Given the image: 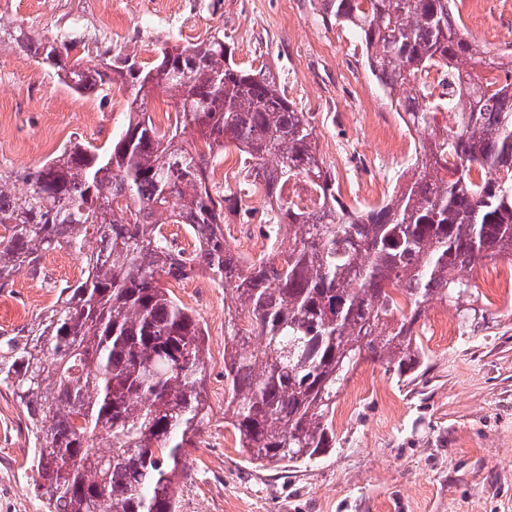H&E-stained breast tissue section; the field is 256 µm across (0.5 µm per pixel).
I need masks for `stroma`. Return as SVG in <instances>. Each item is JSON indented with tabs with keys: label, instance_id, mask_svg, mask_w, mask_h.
<instances>
[{
	"label": "stroma",
	"instance_id": "35a3bbf8",
	"mask_svg": "<svg viewBox=\"0 0 512 512\" xmlns=\"http://www.w3.org/2000/svg\"><path fill=\"white\" fill-rule=\"evenodd\" d=\"M462 29L488 50L512 40V0H456ZM0 12L40 37L69 32L77 52L104 66L105 49L145 66L173 39L196 42L214 29L234 62L266 68L299 111L343 202L377 205L414 153L388 97L364 67L348 28L322 21V0H0ZM128 94L117 82L77 94L20 51L0 52V171L42 165L64 146L109 145L123 129ZM68 249L0 288V329L28 324L74 280ZM512 259L476 267L486 324L457 328L454 306L431 303L419 322L423 374L403 383L361 361L336 398L334 448L315 462L269 469L248 462L224 427V297L207 277L170 282L204 325L209 415L176 478L178 512H512ZM27 421L0 393V494L8 512H45L32 486Z\"/></svg>",
	"mask_w": 512,
	"mask_h": 512
}]
</instances>
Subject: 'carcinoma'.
<instances>
[{
	"instance_id": "carcinoma-1",
	"label": "carcinoma",
	"mask_w": 512,
	"mask_h": 512,
	"mask_svg": "<svg viewBox=\"0 0 512 512\" xmlns=\"http://www.w3.org/2000/svg\"><path fill=\"white\" fill-rule=\"evenodd\" d=\"M322 21L353 30L399 118L427 129L403 183L355 210L318 153L315 127L263 68L236 66L221 31L156 65L112 57L109 71L74 54L68 34L43 40L0 13V50H19L72 90L113 73L136 111L104 148L81 142L40 167L0 174V288L66 248L79 275L22 328L0 330V387L26 416L33 489L47 512H176L174 478L195 447L206 337L165 287L201 272L224 284V427L251 463L288 468L336 445V396L370 358L399 379L420 369L415 325L429 303L454 306L473 330L485 316L469 274L512 256V55L462 31L455 0H323ZM500 78L433 97V67ZM175 100L167 128L148 99ZM208 153L232 145L238 190L209 182ZM25 184L24 192L16 182ZM305 185L307 211L286 193ZM261 191L262 235L288 242L245 262L224 212ZM201 234L173 251L163 232Z\"/></svg>"
}]
</instances>
